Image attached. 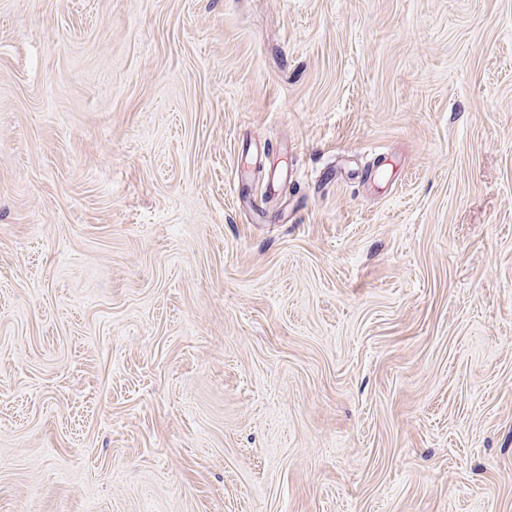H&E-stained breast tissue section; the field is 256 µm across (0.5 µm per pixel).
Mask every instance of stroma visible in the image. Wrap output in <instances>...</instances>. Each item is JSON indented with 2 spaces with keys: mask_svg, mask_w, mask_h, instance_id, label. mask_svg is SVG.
Wrapping results in <instances>:
<instances>
[{
  "mask_svg": "<svg viewBox=\"0 0 512 512\" xmlns=\"http://www.w3.org/2000/svg\"><path fill=\"white\" fill-rule=\"evenodd\" d=\"M0 512H512V0H0Z\"/></svg>",
  "mask_w": 512,
  "mask_h": 512,
  "instance_id": "obj_1",
  "label": "stroma"
}]
</instances>
